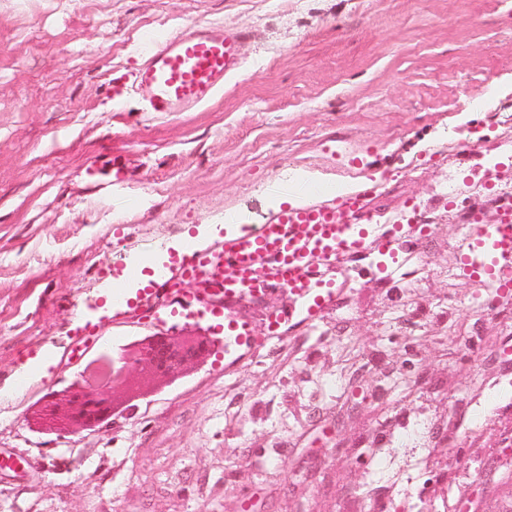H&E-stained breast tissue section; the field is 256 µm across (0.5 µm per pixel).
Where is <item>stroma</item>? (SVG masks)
<instances>
[{
	"label": "stroma",
	"instance_id": "stroma-1",
	"mask_svg": "<svg viewBox=\"0 0 512 512\" xmlns=\"http://www.w3.org/2000/svg\"><path fill=\"white\" fill-rule=\"evenodd\" d=\"M192 22L256 35L223 91L192 112H147L132 95L113 108L140 33ZM94 163L133 179L107 173L89 199ZM301 171L325 201L360 180L371 214H417L408 278L385 281L376 252L358 261L364 278L358 263L322 267L339 308L283 327L258 362L228 371L213 355L110 425L36 430L31 408L102 349L80 348L85 323L123 344L198 325L113 310L124 253L178 267L175 242L210 227L205 248L220 246L229 213L265 223L280 206L271 185ZM506 182L512 0H0V389L26 380L0 398V457L13 461L0 512H242L246 495L251 512H361L368 493L413 512L452 466L485 487L471 512L493 505L512 472L494 451L512 434V295L459 276L457 222L475 207L494 220ZM130 192L139 204L113 212ZM44 352L49 376L26 378Z\"/></svg>",
	"mask_w": 512,
	"mask_h": 512
}]
</instances>
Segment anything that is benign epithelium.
I'll list each match as a JSON object with an SVG mask.
<instances>
[{
	"label": "benign epithelium",
	"instance_id": "7a95c632",
	"mask_svg": "<svg viewBox=\"0 0 512 512\" xmlns=\"http://www.w3.org/2000/svg\"><path fill=\"white\" fill-rule=\"evenodd\" d=\"M210 346V337L205 334L198 335L196 340H179L163 333L147 336L112 356V380L108 385L89 384L83 372L67 387L49 392L37 407L36 415L59 435L94 429L122 413V405L113 397L114 390L120 389L128 399H134L145 379L203 362Z\"/></svg>",
	"mask_w": 512,
	"mask_h": 512
}]
</instances>
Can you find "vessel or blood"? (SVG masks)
<instances>
[{
	"instance_id": "1",
	"label": "vessel or blood",
	"mask_w": 512,
	"mask_h": 512,
	"mask_svg": "<svg viewBox=\"0 0 512 512\" xmlns=\"http://www.w3.org/2000/svg\"><path fill=\"white\" fill-rule=\"evenodd\" d=\"M253 33L221 24L193 25L162 36L144 33L137 52L142 62L133 75L132 91L150 112H185L209 101L243 64V47ZM313 201L301 208L281 207L264 224L243 225L239 236L215 249L183 244L178 268L154 262L152 255L128 254L110 285L116 310L141 306L148 319L172 316L207 320L224 338V367L232 369L259 356L261 339L242 307L270 296L288 294V306L270 312L267 339L280 338L282 325L311 323L339 303L338 291L323 281L319 269L378 250L398 259L407 249L402 225L370 223L363 195L317 203L320 185L306 186ZM476 228L460 249L459 268L480 286L512 292V200H501L494 222L472 209ZM152 264L153 281L137 287L144 264Z\"/></svg>"
}]
</instances>
